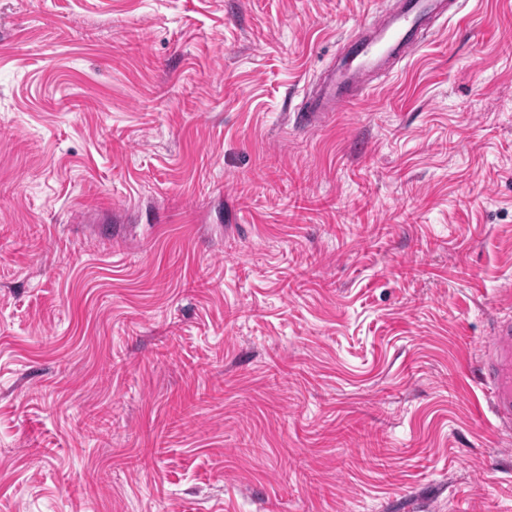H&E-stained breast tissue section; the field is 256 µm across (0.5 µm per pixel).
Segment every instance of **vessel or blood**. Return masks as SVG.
Returning <instances> with one entry per match:
<instances>
[{"label": "vessel or blood", "mask_w": 512, "mask_h": 512, "mask_svg": "<svg viewBox=\"0 0 512 512\" xmlns=\"http://www.w3.org/2000/svg\"><path fill=\"white\" fill-rule=\"evenodd\" d=\"M456 0H395L392 8L361 23L347 41L340 64L332 65L310 93L302 121L339 111L370 90L373 77L407 59L423 33L452 14ZM494 414L503 427L512 426V318L498 321L489 352L480 365Z\"/></svg>", "instance_id": "obj_1"}]
</instances>
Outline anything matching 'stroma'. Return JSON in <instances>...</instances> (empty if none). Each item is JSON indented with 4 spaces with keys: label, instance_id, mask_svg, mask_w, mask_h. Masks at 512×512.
<instances>
[{
    "label": "stroma",
    "instance_id": "35a3bbf8",
    "mask_svg": "<svg viewBox=\"0 0 512 512\" xmlns=\"http://www.w3.org/2000/svg\"><path fill=\"white\" fill-rule=\"evenodd\" d=\"M382 0H0V512H512V0L296 124ZM480 373L489 389L494 414L500 425L512 426V318L498 321Z\"/></svg>",
    "mask_w": 512,
    "mask_h": 512
}]
</instances>
